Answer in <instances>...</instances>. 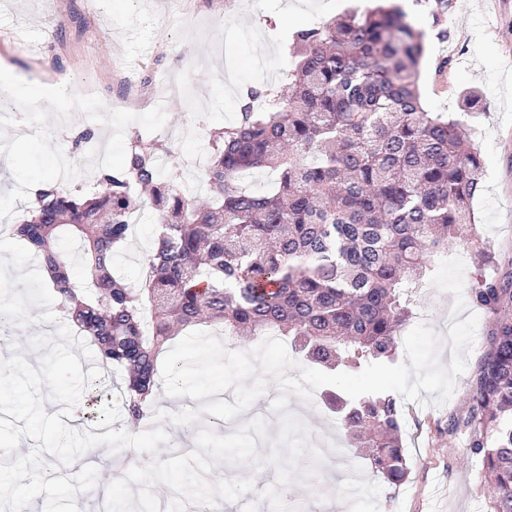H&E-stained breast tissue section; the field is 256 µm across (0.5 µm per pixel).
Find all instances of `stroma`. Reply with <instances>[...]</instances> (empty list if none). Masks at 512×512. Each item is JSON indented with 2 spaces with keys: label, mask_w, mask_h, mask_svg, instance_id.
<instances>
[{
  "label": "stroma",
  "mask_w": 512,
  "mask_h": 512,
  "mask_svg": "<svg viewBox=\"0 0 512 512\" xmlns=\"http://www.w3.org/2000/svg\"><path fill=\"white\" fill-rule=\"evenodd\" d=\"M410 21L427 36L428 51L419 72L424 107L461 122L480 153L484 189L470 205L475 243L457 242L446 259H434L423 286L413 295L411 324H425L446 336L452 321L476 315L474 344L465 374L441 405L403 404L402 443L407 476L392 486L374 475L369 463L345 454L346 436L325 403L327 387L311 398L289 395L288 410L258 415L256 408L224 424L233 433L263 418L277 436L284 415L302 420L308 447L324 458L303 455L290 485L299 512H488L481 480V456L466 453L469 435L461 428L469 408L468 382L486 351L496 317L477 307L470 289L480 275L512 273V0H448L442 26H435L433 0H398ZM367 0H0V61L17 77L18 96L42 94L48 106L30 125L15 114L0 117V143L22 140L19 157L0 153V224L24 217L23 204L38 187L63 182L90 187L101 169L122 167L132 137L142 135L170 145L176 157L206 154L202 129L239 117L243 88L261 83L284 88L294 67L291 29L336 15L364 10ZM291 16L284 25L283 16ZM445 37H438L439 29ZM266 68L253 78L252 64ZM143 78L138 97L123 106L117 121L106 106L124 74ZM60 80L84 83L95 91V117L67 107L55 96ZM477 92L468 109L463 99ZM96 132L95 151L77 147L85 128ZM157 217L145 212L132 227L118 259L127 281H136L140 262L156 234ZM0 295L14 311L0 328L6 344L17 345L32 366L41 353L31 346L36 325L56 335L65 323L61 304L45 285L40 258L19 240L0 239Z\"/></svg>",
  "instance_id": "1"
}]
</instances>
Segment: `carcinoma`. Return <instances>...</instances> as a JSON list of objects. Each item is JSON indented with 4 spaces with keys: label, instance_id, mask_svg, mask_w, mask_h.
Instances as JSON below:
<instances>
[{
    "label": "carcinoma",
    "instance_id": "cac0c4a2",
    "mask_svg": "<svg viewBox=\"0 0 512 512\" xmlns=\"http://www.w3.org/2000/svg\"><path fill=\"white\" fill-rule=\"evenodd\" d=\"M292 51L288 93L249 89L239 120L210 133L204 193L162 177V146L138 134L94 191L49 185L23 223L0 227L42 257L67 319L121 374L132 421L154 405L169 342L204 323L286 338L328 371L393 359L430 260L471 236L480 155L458 120L423 106V31L381 3L298 29ZM260 171L275 175L269 190L242 187ZM146 208L156 242L132 285L112 259ZM66 236L81 243V278L57 247ZM471 298L498 319L469 383L467 451L483 458L490 512H512V275L482 279ZM104 396L93 388L81 414L97 418ZM328 401L348 450L401 484L398 398Z\"/></svg>",
    "mask_w": 512,
    "mask_h": 512
}]
</instances>
